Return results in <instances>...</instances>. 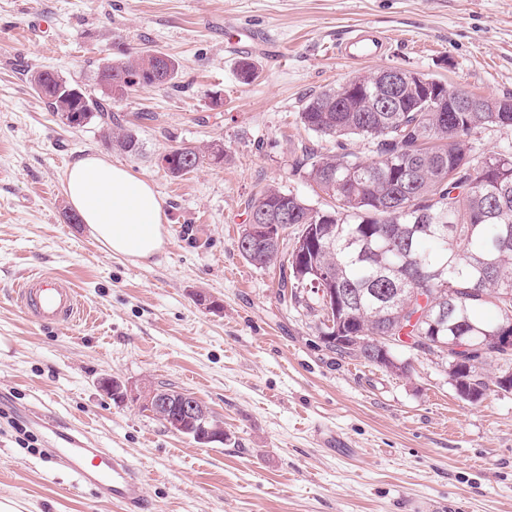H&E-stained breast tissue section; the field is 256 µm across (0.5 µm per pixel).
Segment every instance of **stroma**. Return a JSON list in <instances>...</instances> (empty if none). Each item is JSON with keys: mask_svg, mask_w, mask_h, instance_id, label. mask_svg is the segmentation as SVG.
<instances>
[{"mask_svg": "<svg viewBox=\"0 0 512 512\" xmlns=\"http://www.w3.org/2000/svg\"><path fill=\"white\" fill-rule=\"evenodd\" d=\"M362 28L385 37V57H338ZM145 46L179 70L176 88L114 99L136 155L108 146L98 121L63 125L28 83L48 69L96 95L98 69ZM243 56L259 71L249 84L236 73ZM388 66L512 98V0H0V502L118 512L45 461L46 432L30 416L40 410L126 456L148 512H512V394L472 405L429 356H409L401 374L336 353L319 312L281 295L282 269L254 266L236 246L264 186L329 204L295 167L301 145L370 158L367 140L317 137L300 112ZM214 142L221 164L176 178L159 162L172 147ZM89 154L162 199L168 244L148 265L69 222L64 172ZM45 270L73 282L86 321L27 319L12 289ZM199 293L216 308L198 305ZM105 375L194 393L223 420V441L195 443L112 400L98 386ZM14 419L34 447L18 445ZM321 424L349 453L324 448Z\"/></svg>", "mask_w": 512, "mask_h": 512, "instance_id": "obj_1", "label": "stroma"}]
</instances>
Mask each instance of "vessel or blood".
<instances>
[{"label":"vessel or blood","instance_id":"1","mask_svg":"<svg viewBox=\"0 0 512 512\" xmlns=\"http://www.w3.org/2000/svg\"><path fill=\"white\" fill-rule=\"evenodd\" d=\"M381 38L358 34L337 48L348 60L370 59L384 54ZM17 299L29 320L38 326L72 324L80 309L74 285L49 272L33 274L19 283ZM49 461L65 465L78 483L91 487L99 498L111 501L121 512H146L144 483L139 472L122 455L94 447L78 427L56 430L48 448Z\"/></svg>","mask_w":512,"mask_h":512}]
</instances>
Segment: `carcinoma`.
<instances>
[{"label":"carcinoma","instance_id":"1","mask_svg":"<svg viewBox=\"0 0 512 512\" xmlns=\"http://www.w3.org/2000/svg\"><path fill=\"white\" fill-rule=\"evenodd\" d=\"M178 63L154 49L129 52L122 61L98 72L102 92L63 99L69 85L49 71L31 73V89L54 112L66 109L85 121L95 117L112 125V81L138 74H158L166 87L176 86ZM238 75L249 83L258 69L249 57L238 62ZM344 85L309 99L300 112L304 129L336 139L341 151L318 153L304 145L296 166L308 181L334 199L314 208L303 198L268 185L248 203V210L288 209L282 236L293 229L288 252L289 274L282 294L297 291L322 270L327 283L345 293L340 325L347 336L372 339L384 331L406 337L399 349L425 353L418 336L449 339L465 336L481 345L503 326L512 327V151L476 155L469 137L488 127H512V112H433L421 99L404 93L397 112H366L365 98L342 95ZM368 141L373 157L362 160L342 151V139ZM108 140L136 154L139 143L130 133L109 131ZM224 161L215 143L209 153L188 145L172 148L167 171L180 177L205 162ZM401 199L403 209L380 206ZM249 229L238 238L241 255L261 267L276 264L280 252L268 246H244ZM418 269L437 271L440 278L426 297L440 294L453 311L445 320L420 327L400 324L401 313L418 303L408 275ZM496 361L500 375L489 378L485 366ZM449 377L461 399L478 404L495 386L512 389V351L487 348L448 364Z\"/></svg>","mask_w":512,"mask_h":512}]
</instances>
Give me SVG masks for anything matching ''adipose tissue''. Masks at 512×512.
<instances>
[{"label":"adipose tissue","mask_w":512,"mask_h":512,"mask_svg":"<svg viewBox=\"0 0 512 512\" xmlns=\"http://www.w3.org/2000/svg\"><path fill=\"white\" fill-rule=\"evenodd\" d=\"M64 194L108 254L141 263L163 252V202L148 180L92 154L68 166Z\"/></svg>","instance_id":"ef3b65f1"}]
</instances>
